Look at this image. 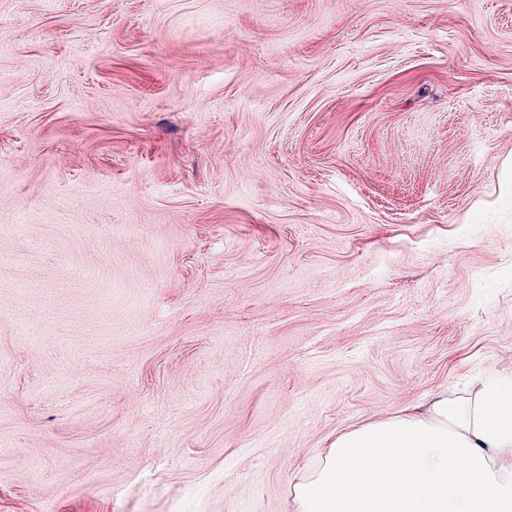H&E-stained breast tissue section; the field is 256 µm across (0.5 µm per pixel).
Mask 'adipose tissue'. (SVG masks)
Here are the masks:
<instances>
[{
  "instance_id": "obj_1",
  "label": "adipose tissue",
  "mask_w": 512,
  "mask_h": 512,
  "mask_svg": "<svg viewBox=\"0 0 512 512\" xmlns=\"http://www.w3.org/2000/svg\"><path fill=\"white\" fill-rule=\"evenodd\" d=\"M296 512H512V377L337 434Z\"/></svg>"
}]
</instances>
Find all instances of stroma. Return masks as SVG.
I'll return each instance as SVG.
<instances>
[{
  "label": "stroma",
  "mask_w": 512,
  "mask_h": 512,
  "mask_svg": "<svg viewBox=\"0 0 512 512\" xmlns=\"http://www.w3.org/2000/svg\"><path fill=\"white\" fill-rule=\"evenodd\" d=\"M487 376L512 0H0V512H295Z\"/></svg>",
  "instance_id": "obj_1"
}]
</instances>
